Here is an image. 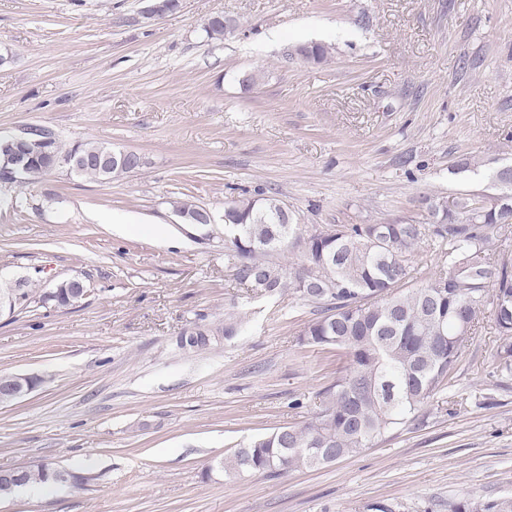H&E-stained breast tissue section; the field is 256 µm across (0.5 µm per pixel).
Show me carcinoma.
<instances>
[{"instance_id": "carcinoma-1", "label": "carcinoma", "mask_w": 512, "mask_h": 512, "mask_svg": "<svg viewBox=\"0 0 512 512\" xmlns=\"http://www.w3.org/2000/svg\"><path fill=\"white\" fill-rule=\"evenodd\" d=\"M229 16L203 26L207 39L232 32ZM309 64L329 54L320 43L295 47ZM110 143L83 141L63 147L49 127L28 137L24 178L12 180V149L0 141V183L23 186L59 168L54 157L77 176L110 181L140 169L136 155L119 158ZM486 161L463 155L454 172L478 171ZM494 192L462 194L452 205L425 198L426 224H342L296 234L293 216L273 197L232 200L224 206V258L234 279L253 291L284 290L314 304L319 316L300 330V340L343 352L347 364L326 387L318 410L301 426H281L214 459L205 472L226 477H268L320 469L356 456L386 434L423 423L424 409L449 382L459 358L482 324L492 323L500 371L512 373V253L502 248L498 230L512 219V198L499 203L497 171H486ZM176 212L185 224L205 225L212 214L184 202ZM427 242L442 257L440 268L414 288L409 256ZM291 245L303 260L289 269L271 259ZM81 279L55 283L56 305L70 306ZM48 464L31 470L29 483L59 482ZM501 500L448 504V512H501Z\"/></svg>"}]
</instances>
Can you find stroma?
Here are the masks:
<instances>
[{"label":"stroma","instance_id":"obj_1","mask_svg":"<svg viewBox=\"0 0 512 512\" xmlns=\"http://www.w3.org/2000/svg\"><path fill=\"white\" fill-rule=\"evenodd\" d=\"M0 0V132L47 126L144 166L103 183L60 169L0 198V277L40 297L83 280L80 306L0 313V374L41 384L0 406V469L76 470L0 512H448L512 498V375L493 329L475 337L424 424L317 471L245 480L208 463L303 424L344 358L299 343L318 315L290 292L240 287L224 205L276 196L300 233L419 223L423 198L489 193L454 173L472 153L511 161L512 0ZM239 27L206 40L211 16ZM330 48L317 65L291 47ZM255 75L243 84L244 75ZM206 208L181 223L177 202ZM136 225L115 231L112 218ZM234 318L238 332L221 329ZM206 347H180L196 327ZM176 212L184 224L205 225L213 221L209 211L193 203H181L177 206Z\"/></svg>","mask_w":512,"mask_h":512}]
</instances>
